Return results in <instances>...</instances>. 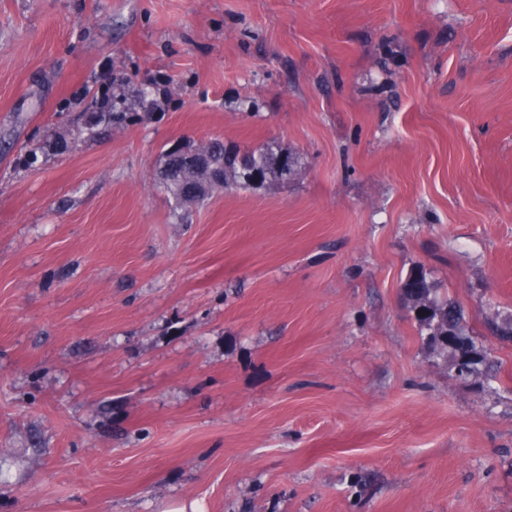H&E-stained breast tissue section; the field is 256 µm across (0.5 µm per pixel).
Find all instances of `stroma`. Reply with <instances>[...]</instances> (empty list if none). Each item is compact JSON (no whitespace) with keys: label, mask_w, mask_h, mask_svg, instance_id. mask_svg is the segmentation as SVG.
<instances>
[{"label":"stroma","mask_w":512,"mask_h":512,"mask_svg":"<svg viewBox=\"0 0 512 512\" xmlns=\"http://www.w3.org/2000/svg\"><path fill=\"white\" fill-rule=\"evenodd\" d=\"M214 137L294 169L180 209ZM510 320L512 0H0V512H512ZM93 114L89 122L90 131L100 124H106V126L112 128H119L127 125L138 117L130 112H93ZM190 147L184 151L182 157H173L172 154H163V170L160 172L167 180L174 181L169 186L176 196L181 207H194L203 203L207 196H199V187L207 175L206 170L197 166L191 158ZM416 273L421 275V281L417 287L414 286V276ZM403 296L406 302L409 304L411 310L415 312V309L420 304L426 306L432 311V318L440 316L448 321V307L456 309L460 313V317L455 321L453 327L457 330L458 335L461 336L465 343H471L470 338L465 333L464 318L460 308H458L453 302L445 300L440 301L436 294V289L433 288L432 283L428 280L426 273L422 269H416L407 277L403 283Z\"/></svg>","instance_id":"stroma-1"}]
</instances>
